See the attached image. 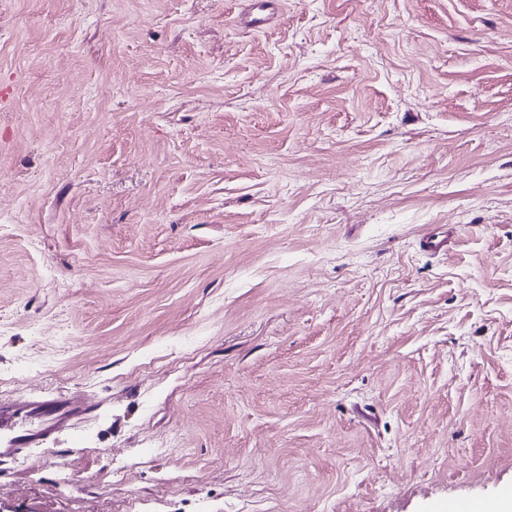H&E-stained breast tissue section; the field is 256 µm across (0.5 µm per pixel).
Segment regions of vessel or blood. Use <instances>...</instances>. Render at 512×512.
<instances>
[{
	"label": "vessel or blood",
	"mask_w": 512,
	"mask_h": 512,
	"mask_svg": "<svg viewBox=\"0 0 512 512\" xmlns=\"http://www.w3.org/2000/svg\"><path fill=\"white\" fill-rule=\"evenodd\" d=\"M75 412L73 399L62 395L47 400L0 403V458L25 455L67 428Z\"/></svg>",
	"instance_id": "b4317fda"
}]
</instances>
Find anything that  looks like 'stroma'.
Listing matches in <instances>:
<instances>
[{
  "instance_id": "stroma-1",
  "label": "stroma",
  "mask_w": 512,
  "mask_h": 512,
  "mask_svg": "<svg viewBox=\"0 0 512 512\" xmlns=\"http://www.w3.org/2000/svg\"><path fill=\"white\" fill-rule=\"evenodd\" d=\"M242 7L0 0V512L512 492V0ZM75 409L74 399L63 395L17 404L0 403V458H15L30 448H42L50 436L69 426ZM32 417L40 419L37 427L26 426Z\"/></svg>"
}]
</instances>
